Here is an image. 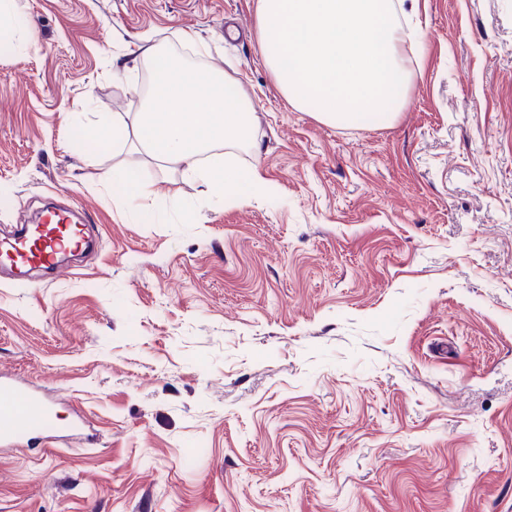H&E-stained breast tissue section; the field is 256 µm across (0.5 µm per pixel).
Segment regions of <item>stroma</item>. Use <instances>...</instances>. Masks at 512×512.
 <instances>
[{
  "label": "stroma",
  "mask_w": 512,
  "mask_h": 512,
  "mask_svg": "<svg viewBox=\"0 0 512 512\" xmlns=\"http://www.w3.org/2000/svg\"><path fill=\"white\" fill-rule=\"evenodd\" d=\"M0 53V234L54 202L97 246L0 281V371L94 441L0 455V512H512V0H420L395 119L338 126L280 91L255 0H16ZM255 113L225 154L271 190L214 203L90 146L145 103L143 38ZM159 224L119 221L114 164ZM14 0L0 1V35H1V52H2V31L11 32L8 36V44L4 50L15 51L19 48L31 44L34 35L28 22L14 10Z\"/></svg>",
  "instance_id": "35a3bbf8"
}]
</instances>
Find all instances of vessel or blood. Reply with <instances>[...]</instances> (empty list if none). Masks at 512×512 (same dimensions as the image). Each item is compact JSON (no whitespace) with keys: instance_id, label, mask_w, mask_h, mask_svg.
<instances>
[{"instance_id":"b4317fda","label":"vessel or blood","mask_w":512,"mask_h":512,"mask_svg":"<svg viewBox=\"0 0 512 512\" xmlns=\"http://www.w3.org/2000/svg\"><path fill=\"white\" fill-rule=\"evenodd\" d=\"M90 237V226L75 219L70 211L51 213L40 228H21L0 239V277L18 281L34 269L61 272L63 256L86 250ZM57 404V399L43 390L0 374V448L15 446L33 429L47 439H56L51 418Z\"/></svg>"}]
</instances>
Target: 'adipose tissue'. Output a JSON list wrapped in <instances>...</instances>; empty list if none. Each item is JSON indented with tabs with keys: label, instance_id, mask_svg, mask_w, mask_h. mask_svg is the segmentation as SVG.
Segmentation results:
<instances>
[{
	"label": "adipose tissue",
	"instance_id": "ef3b65f1",
	"mask_svg": "<svg viewBox=\"0 0 512 512\" xmlns=\"http://www.w3.org/2000/svg\"><path fill=\"white\" fill-rule=\"evenodd\" d=\"M403 0H256L257 40L282 92L323 122L355 125L395 115L398 95L411 75L416 35L400 17ZM151 68V97L131 125L103 114L96 137L122 139L158 163L200 181L208 197L236 202L265 193L259 170L241 177L216 148L247 143L253 115L244 95L224 94L208 68H172L158 46L142 47ZM123 190L121 219L156 223L146 205L148 187L133 170L112 169Z\"/></svg>",
	"mask_w": 512,
	"mask_h": 512
}]
</instances>
